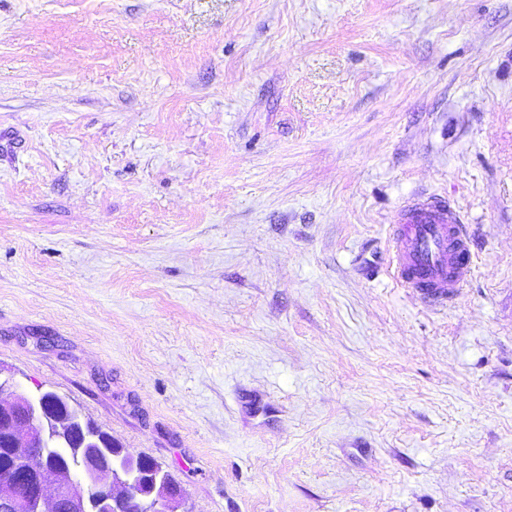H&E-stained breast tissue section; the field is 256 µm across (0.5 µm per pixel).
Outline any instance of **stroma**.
Returning a JSON list of instances; mask_svg holds the SVG:
<instances>
[{"instance_id": "35a3bbf8", "label": "stroma", "mask_w": 512, "mask_h": 512, "mask_svg": "<svg viewBox=\"0 0 512 512\" xmlns=\"http://www.w3.org/2000/svg\"><path fill=\"white\" fill-rule=\"evenodd\" d=\"M0 366L184 512H512V0H0ZM391 265L419 298L445 304L472 273L471 242L460 213L436 197L407 201L392 225Z\"/></svg>"}]
</instances>
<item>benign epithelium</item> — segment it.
<instances>
[{"label": "benign epithelium", "mask_w": 512, "mask_h": 512, "mask_svg": "<svg viewBox=\"0 0 512 512\" xmlns=\"http://www.w3.org/2000/svg\"><path fill=\"white\" fill-rule=\"evenodd\" d=\"M49 431L64 438L60 448L75 443L99 452L87 476L80 478L63 464H46L43 449ZM0 446L9 449L6 462H0V512H113L118 501L131 504L132 512H178L184 497L157 462L152 464L153 489L149 497H141L143 456L83 421L65 398L27 392L11 375L0 377ZM27 479L31 483L20 498L12 484Z\"/></svg>", "instance_id": "obj_1"}]
</instances>
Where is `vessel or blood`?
Instances as JSON below:
<instances>
[{
  "mask_svg": "<svg viewBox=\"0 0 512 512\" xmlns=\"http://www.w3.org/2000/svg\"><path fill=\"white\" fill-rule=\"evenodd\" d=\"M391 265L419 298L450 302L472 273L471 242L460 213L436 197L407 201L392 226Z\"/></svg>",
  "mask_w": 512,
  "mask_h": 512,
  "instance_id": "b4317fda",
  "label": "vessel or blood"
}]
</instances>
